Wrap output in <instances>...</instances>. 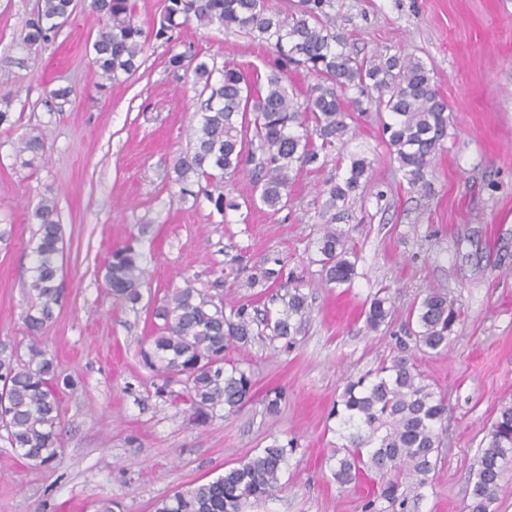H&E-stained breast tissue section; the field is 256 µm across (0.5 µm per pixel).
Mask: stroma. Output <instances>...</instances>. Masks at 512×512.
Masks as SVG:
<instances>
[{"label": "stroma", "mask_w": 512, "mask_h": 512, "mask_svg": "<svg viewBox=\"0 0 512 512\" xmlns=\"http://www.w3.org/2000/svg\"><path fill=\"white\" fill-rule=\"evenodd\" d=\"M163 0H137L148 32L139 70L101 84L89 47L98 22L77 7L36 52L21 37L37 0H0V96L13 99L15 125L0 128V340L25 348L23 318L38 227L29 214L54 198L64 238L65 301L43 336L75 385L62 390L63 448L48 467L18 457L0 439V512H151L153 502L222 474L225 466L273 441H293L284 487L251 512H363L372 484L339 486L330 457L343 440L331 415L347 381L407 349L447 398L441 461L411 512H462L468 476L502 403L512 402V0H334L336 30L362 56L402 52L426 62L448 101V137L426 183L410 187L383 140V113L352 114L343 142L321 169L295 177L288 209L250 206V175L231 182L240 207L223 221L205 199L178 201L169 179L200 120L191 73L169 58L195 49L266 75L274 52L243 34L190 26L177 42L151 37ZM71 87L67 102L52 90ZM38 129L45 154L21 167L13 145ZM371 163L341 227L357 251L350 287L327 288L309 256L327 179L346 174V156ZM138 239L149 275L142 301L116 302L102 267L112 250ZM271 251L310 283L312 313L297 342L230 347L251 365L256 395L238 414L200 422L187 405L155 395L140 349L153 331L150 311L184 279L198 287L224 273V256ZM393 303L389 325L371 332L363 305L379 288ZM445 290L463 314L443 353L416 350L412 307ZM281 389L278 414L262 398Z\"/></svg>", "instance_id": "35a3bbf8"}]
</instances>
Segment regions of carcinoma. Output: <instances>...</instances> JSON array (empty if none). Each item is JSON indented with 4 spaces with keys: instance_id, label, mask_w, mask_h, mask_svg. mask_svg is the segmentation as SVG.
<instances>
[{
    "instance_id": "cac0c4a2",
    "label": "carcinoma",
    "mask_w": 512,
    "mask_h": 512,
    "mask_svg": "<svg viewBox=\"0 0 512 512\" xmlns=\"http://www.w3.org/2000/svg\"><path fill=\"white\" fill-rule=\"evenodd\" d=\"M89 7L100 22L89 48L95 73L103 81L122 82L138 70L146 42L136 0H90ZM332 7V0H300L299 9L288 16L272 8L269 0H164L157 39L170 41L194 23L242 33L276 53L265 81L254 85L234 65L218 69L189 50L170 57L171 66L191 69L203 97L189 151L173 163L171 182L179 188V199L202 194L221 217L237 210L240 203L226 191L224 179L248 166L257 201L274 214L284 210L294 176L304 167L323 166L320 151L344 139L349 107L365 102L389 113L382 131L407 183L425 184L448 136V101L436 87L432 69L401 53L360 58L347 52L328 12ZM76 8V0H38L37 13L22 38L24 48L45 45ZM292 67L317 79L302 100L293 89ZM317 139L321 144L315 143ZM16 153L28 155L21 160L24 167L43 157L38 130L20 140ZM369 168L366 158L352 156L347 176L326 182L327 219L315 241V262L327 285H349L356 276L355 252L336 222L344 219V203L360 188ZM30 220L39 225V237L28 284L32 302L24 317L28 359L20 362L13 346L0 343V428L21 458L47 467L61 448L60 392L74 382L62 375L56 357L42 342L65 293L59 265L63 233L56 204L42 200ZM144 261L133 241L114 249L104 264L103 279L120 303H140ZM225 265L229 272L207 289L187 280L167 293L153 309L159 324L142 350L145 364L162 380L156 395L189 405L203 419L218 411L233 415L254 397L253 372L225 358L230 346L246 348L269 339L290 347L311 313L304 280L288 268L287 258L266 254L253 263L248 251L241 249ZM229 277L256 290L267 304L259 309L229 301L224 294ZM363 316L371 331L388 324L392 306L385 289L373 295ZM460 316L457 298L443 290L429 292L410 314L416 345L425 351L448 349ZM174 383L182 390L174 391ZM447 412L445 398L411 356L398 354L382 362L344 388L334 415L346 444L331 455L332 478L345 487L371 474L373 491L364 512H407L402 487L430 485ZM485 440L472 473L466 512H493L502 476L512 466V402L501 405ZM290 446L276 440L224 468L216 479L155 501L153 512H245L282 490Z\"/></svg>"
}]
</instances>
